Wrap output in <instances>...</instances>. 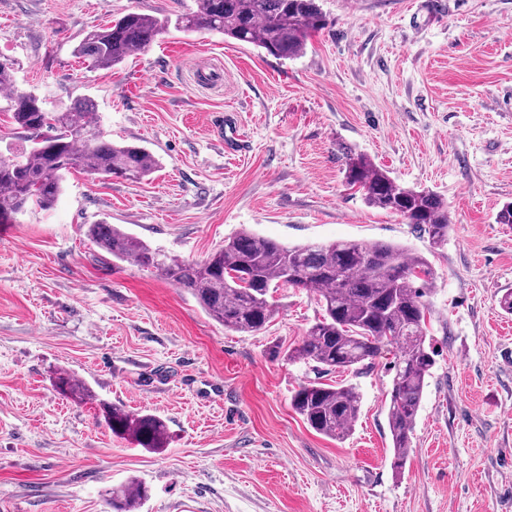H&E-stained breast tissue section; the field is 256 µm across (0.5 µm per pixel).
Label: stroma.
Returning <instances> with one entry per match:
<instances>
[{
	"label": "stroma",
	"mask_w": 512,
	"mask_h": 512,
	"mask_svg": "<svg viewBox=\"0 0 512 512\" xmlns=\"http://www.w3.org/2000/svg\"><path fill=\"white\" fill-rule=\"evenodd\" d=\"M319 0L328 24L280 60L207 30L167 28L99 69L74 53L126 13L160 19L195 0H0L12 89L48 110L88 98L101 131L159 161L133 182L68 174L50 210L0 226V512H107L144 483L137 512H512V0ZM220 69L202 87L196 70ZM448 202L430 251L401 217L344 184L346 151ZM119 225L200 262L247 228L288 244H402L434 270L426 326L437 351L403 474L391 468L396 346L360 372L345 439L291 406L308 365L286 360L317 317L281 288L253 336L224 329L158 272L112 259L85 232ZM280 357H272L271 347ZM80 379L83 399L53 386ZM160 419L161 448L112 433L101 408ZM146 496V487L139 481L130 480L112 488L107 505L112 512H134Z\"/></svg>",
	"instance_id": "stroma-1"
}]
</instances>
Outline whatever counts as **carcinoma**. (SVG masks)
I'll return each mask as SVG.
<instances>
[{
    "mask_svg": "<svg viewBox=\"0 0 512 512\" xmlns=\"http://www.w3.org/2000/svg\"><path fill=\"white\" fill-rule=\"evenodd\" d=\"M205 28L253 44L281 59L306 48L308 36L325 28L317 0H196V10L163 19L129 12L112 24L86 33L76 52L97 68H111L136 51L149 48L168 26ZM29 143L0 154V223L57 203L66 174L80 170L103 178L140 180L158 166L157 158L134 143L114 142L94 120L95 104L83 98L63 112H49L40 97L15 93L0 108ZM344 178L365 203L400 216L413 232L438 250L448 244V204L432 190L405 187L361 153H344ZM90 242L119 261L155 270L187 291L201 309L224 328L251 336L271 322L269 301L280 286L302 288L315 297L319 317L288 360L306 364L319 375L357 369L385 345L398 347L389 391L387 423L391 467L403 472L415 418L427 378L436 364L427 339L425 286L433 279L427 258L390 242L354 241L286 245L243 229L202 262H189L152 247L115 224H91ZM56 387L82 398L87 387L61 373ZM292 408L317 433L341 440L357 421L361 395L353 385L320 380L300 386ZM105 420L115 434L128 435L145 448L166 440L163 423L152 415L110 408ZM146 487L130 480L110 492L112 512H134Z\"/></svg>",
    "mask_w": 512,
    "mask_h": 512,
    "instance_id": "1",
    "label": "carcinoma"
}]
</instances>
